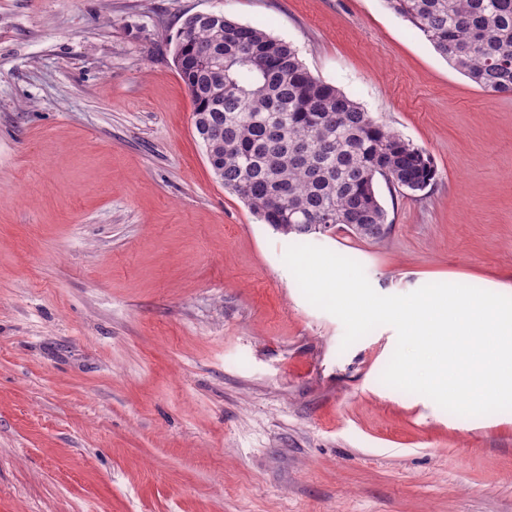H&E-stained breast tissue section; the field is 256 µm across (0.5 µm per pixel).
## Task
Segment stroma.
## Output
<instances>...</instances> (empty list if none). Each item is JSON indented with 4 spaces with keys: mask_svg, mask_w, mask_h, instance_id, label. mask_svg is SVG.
<instances>
[{
    "mask_svg": "<svg viewBox=\"0 0 512 512\" xmlns=\"http://www.w3.org/2000/svg\"><path fill=\"white\" fill-rule=\"evenodd\" d=\"M199 12L297 48L426 152L391 230L309 237L377 293L512 296V96L385 0H0V512H512V411L458 416L343 347L292 237L213 173L175 37Z\"/></svg>",
    "mask_w": 512,
    "mask_h": 512,
    "instance_id": "obj_1",
    "label": "stroma"
}]
</instances>
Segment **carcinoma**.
<instances>
[{
    "mask_svg": "<svg viewBox=\"0 0 512 512\" xmlns=\"http://www.w3.org/2000/svg\"><path fill=\"white\" fill-rule=\"evenodd\" d=\"M483 92L512 95V0H386ZM193 106L195 132L224 188L283 235L338 229L373 241L389 229L375 179L424 190L426 153L335 86L297 50L230 18L185 19L173 61ZM355 215L350 228L345 217Z\"/></svg>",
    "mask_w": 512,
    "mask_h": 512,
    "instance_id": "1",
    "label": "carcinoma"
}]
</instances>
